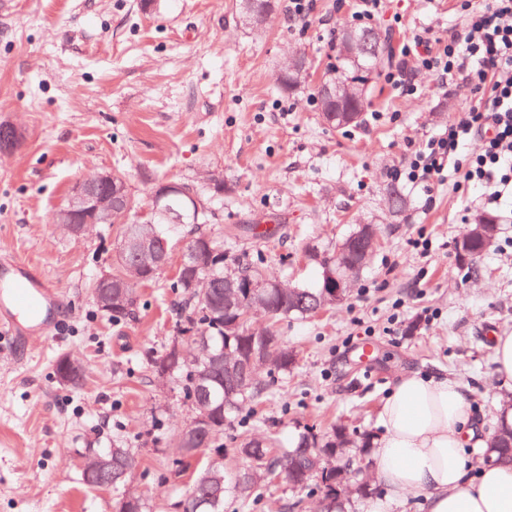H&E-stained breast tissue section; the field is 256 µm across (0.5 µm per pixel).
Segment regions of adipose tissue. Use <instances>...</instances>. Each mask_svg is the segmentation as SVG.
I'll return each mask as SVG.
<instances>
[{"mask_svg":"<svg viewBox=\"0 0 512 512\" xmlns=\"http://www.w3.org/2000/svg\"><path fill=\"white\" fill-rule=\"evenodd\" d=\"M374 452L381 496L367 512H512V463L476 465L464 452L476 428L466 392L446 376H403L379 413Z\"/></svg>","mask_w":512,"mask_h":512,"instance_id":"1","label":"adipose tissue"}]
</instances>
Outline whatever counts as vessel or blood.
Returning <instances> with one entry per match:
<instances>
[{
  "label": "vessel or blood",
  "mask_w": 512,
  "mask_h": 512,
  "mask_svg": "<svg viewBox=\"0 0 512 512\" xmlns=\"http://www.w3.org/2000/svg\"><path fill=\"white\" fill-rule=\"evenodd\" d=\"M61 295L37 265L15 255L0 258V325L17 338L47 337L61 327Z\"/></svg>",
  "instance_id": "vessel-or-blood-1"
}]
</instances>
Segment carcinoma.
I'll return each instance as SVG.
<instances>
[{"label": "carcinoma", "instance_id": "cac0c4a2", "mask_svg": "<svg viewBox=\"0 0 512 512\" xmlns=\"http://www.w3.org/2000/svg\"><path fill=\"white\" fill-rule=\"evenodd\" d=\"M273 0H241V11L250 15L252 28L260 30L273 12ZM334 61L327 63L320 78V85L336 87V96L329 98L318 91V106L321 112H362L366 100L367 85L384 64L389 61L391 52L388 38L378 27H343L335 38ZM307 62L305 57L284 68L279 76L282 90L291 92L306 79ZM172 208L180 212L184 221L196 225V239L203 247L195 256L188 259L184 269L178 270L176 287L184 294L182 309L189 314V326L185 331L193 335V340L208 345V355L197 363L182 358L172 361L177 342H172L165 351L151 360V367L157 372L168 370L180 384L188 399L202 398L208 405V420L201 428L188 435L187 444L191 448H210L216 439L224 434V426L232 421L247 403L263 397L265 384L258 378L248 379L236 386L224 384L223 367L216 364L211 356L225 354L236 357L248 354L251 348L258 347L260 335L249 325L232 326L237 309H229L224 298V263L216 262L211 254L224 251V239L215 238L203 230L209 220L208 212L194 211L188 199L182 195L172 198ZM455 250L464 252L468 265H475L485 253L477 241L455 242ZM134 255L126 253L123 261L116 263L113 278L126 282V300L121 312L113 315L118 320L128 316L135 306L136 288L155 281L158 272L145 273L140 278L125 281L131 276V261ZM264 307L261 313L268 317L271 325L263 330L266 336H276L274 323L289 316H306L320 299V288L300 286L291 295H281L273 288L262 289ZM352 444L366 449L369 435L364 433L358 439L348 438L346 429L337 426L332 433L318 436L307 432L299 436L293 445L281 453L275 451L276 441L242 439L239 448H249L244 464L232 474H224V483H232L235 492L244 500L256 499L260 495L261 475L272 472V477L281 478L294 492L308 488L318 481L324 489L320 512H341V491L337 486L336 471L328 467V461L345 451ZM486 452L495 462L512 461V428L502 424L492 434ZM193 490L199 499L207 500V505L194 510V501H188L186 512H224V493L214 495L208 474L194 473Z\"/></svg>", "mask_w": 512, "mask_h": 512}]
</instances>
